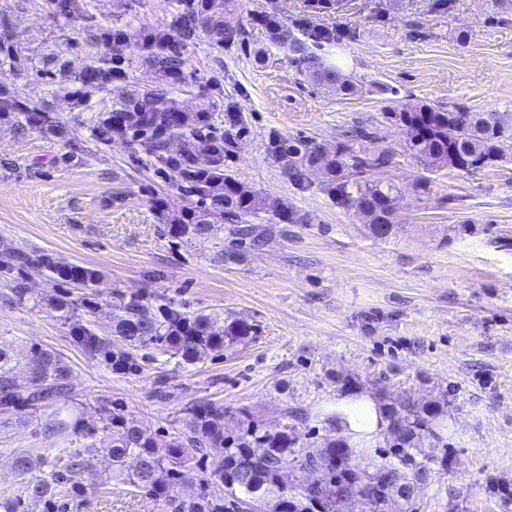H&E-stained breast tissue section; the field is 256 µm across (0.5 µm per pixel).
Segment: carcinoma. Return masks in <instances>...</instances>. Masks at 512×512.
Segmentation results:
<instances>
[{
  "label": "carcinoma",
  "mask_w": 512,
  "mask_h": 512,
  "mask_svg": "<svg viewBox=\"0 0 512 512\" xmlns=\"http://www.w3.org/2000/svg\"><path fill=\"white\" fill-rule=\"evenodd\" d=\"M172 29H157L147 41L157 47L148 63L162 76L182 75L184 42L198 36L212 46L224 47L230 34L224 30V12L232 0H176ZM49 10L71 16L80 9L78 0H46ZM276 40L288 51L312 61L313 77L341 96L358 93L353 76L313 60L305 43L281 31ZM15 37L9 25L0 29V55L16 58ZM120 61L107 53L74 74L76 89L61 87L62 98L73 107L84 105L119 73ZM407 135V147L424 170L443 163L454 154L455 169L470 171L491 167L501 155V125L490 123L482 112L467 109L442 111L421 104L398 112ZM11 121L16 129H44L63 134L48 107H32L16 93L0 90V120ZM191 136L198 149L172 154L168 141ZM93 138L107 144L120 136L137 142L151 164L161 173H173L178 186L191 198L187 207L166 217L165 233L172 238L215 237L224 226L210 216L222 214L233 223L231 230L244 238L253 236L255 225L249 218L264 212L280 224H298L304 218L286 210L278 199L262 195L237 179L226 161L232 154L231 135L214 126L209 112L198 102L178 101L165 93L143 91L112 104L95 121ZM288 152V175L302 185L309 168L321 170L322 186L332 200L355 206L366 219L371 235L385 239L394 227L393 202L400 188L392 183L346 179L345 171L361 166H385L387 154L365 160L338 148L322 155L308 139L284 138L273 142V155ZM16 262L52 274L55 280L83 288L100 284L99 274L90 268L64 266L40 251L18 252L0 267ZM254 326L233 317L218 325L205 313L176 308L161 297L146 299L131 295L120 305V315L112 325V336H101L84 326L76 334L91 355L112 354V368L130 370L135 351L153 348L162 355L192 363L211 352L233 351L252 339ZM117 337L122 346L114 347ZM19 364L15 351L0 346V428L9 424L31 425L38 415H46L43 432L67 449L68 462L58 468L30 450L13 452V469L24 483V494L0 498V512H24L25 499L44 502L47 512H67L69 501L84 494L82 477L97 476L93 456L85 449L95 447L97 433L110 437L108 454L112 470L108 479L141 490L155 498H167L181 479L187 461L185 450L198 454L197 463L206 467L209 452L221 453L219 468L203 479L200 492L189 500L171 501L173 512H338L337 503L355 498L361 512H386L389 503L400 504L399 512H417V500L431 485L432 464L438 462V445L447 434L446 412L436 402L423 404L393 402L385 405L389 444L382 448L363 440L351 441L347 417L339 410L322 408L311 412L291 408L286 422L270 429L242 410L241 427L235 434L224 433V407L203 403L187 409L183 429L171 437L165 453L136 421L103 406L96 421H87L70 394L71 370L56 352L32 346L25 355L27 386L16 383ZM306 424L313 436L319 429L327 435L319 440L299 442L295 422ZM354 456L369 463L359 468ZM136 461L130 468L127 460Z\"/></svg>",
  "instance_id": "carcinoma-1"
}]
</instances>
